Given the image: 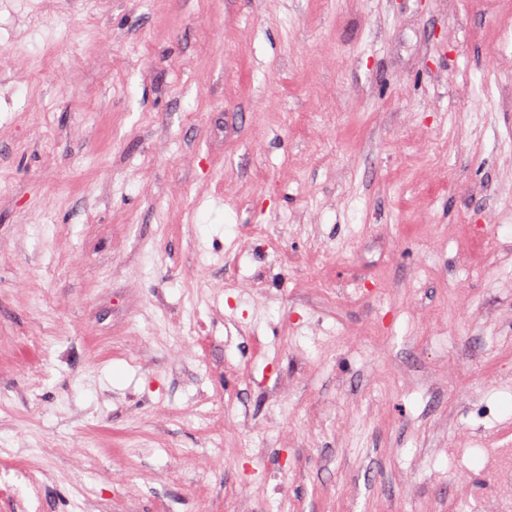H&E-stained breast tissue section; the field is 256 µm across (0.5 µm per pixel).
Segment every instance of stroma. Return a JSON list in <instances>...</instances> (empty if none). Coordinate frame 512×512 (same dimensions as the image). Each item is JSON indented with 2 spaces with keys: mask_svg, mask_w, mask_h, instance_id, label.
<instances>
[{
  "mask_svg": "<svg viewBox=\"0 0 512 512\" xmlns=\"http://www.w3.org/2000/svg\"><path fill=\"white\" fill-rule=\"evenodd\" d=\"M58 2L0 0V512H453L512 426V0Z\"/></svg>",
  "mask_w": 512,
  "mask_h": 512,
  "instance_id": "1",
  "label": "stroma"
}]
</instances>
